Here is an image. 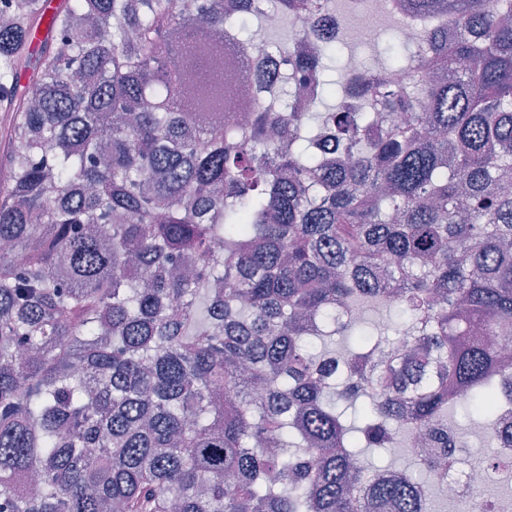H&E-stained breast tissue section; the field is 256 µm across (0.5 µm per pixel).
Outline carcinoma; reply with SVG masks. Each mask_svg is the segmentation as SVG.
<instances>
[{
    "label": "carcinoma",
    "mask_w": 512,
    "mask_h": 512,
    "mask_svg": "<svg viewBox=\"0 0 512 512\" xmlns=\"http://www.w3.org/2000/svg\"><path fill=\"white\" fill-rule=\"evenodd\" d=\"M335 4L0 0V512H433L360 449L512 447V0H393L418 63L321 112ZM249 78V81L245 82L243 85L242 93L232 100V107L246 109L249 108L254 101L259 102L256 99L262 97L264 86L262 76L258 72H254Z\"/></svg>",
    "instance_id": "carcinoma-1"
}]
</instances>
